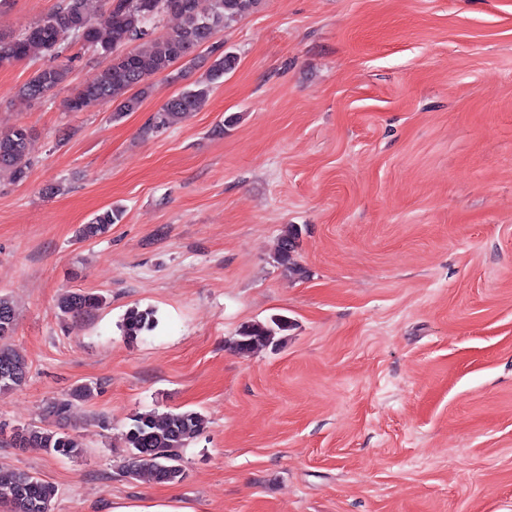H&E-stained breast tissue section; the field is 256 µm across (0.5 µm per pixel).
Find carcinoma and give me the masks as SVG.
<instances>
[{"label":"carcinoma","instance_id":"obj_1","mask_svg":"<svg viewBox=\"0 0 512 512\" xmlns=\"http://www.w3.org/2000/svg\"><path fill=\"white\" fill-rule=\"evenodd\" d=\"M261 0H210L206 11L199 0H104L99 13L90 10V0H61L48 16L29 24L19 36L0 37V68L39 56L59 58L72 41L112 55L111 62L93 81L77 88L66 100L71 112H80L93 101L115 104L112 120L137 110L149 93L152 78L163 75L181 78L173 66L192 61L195 52L211 43L224 29L255 12ZM173 15L180 24L163 36H152L151 26L162 15ZM140 42L139 48L126 52L123 46ZM237 63L234 52L214 51L205 79L168 100L151 118L148 129L170 128L206 102L211 86L232 71ZM72 59L68 58L36 70L20 85L15 97L31 102L47 96L69 80ZM32 131L17 125L0 133V173L7 171L14 180L27 177L32 166L30 142ZM122 218V211L109 209L94 216L78 230L84 240L107 234ZM301 229L288 224L281 231L274 259L291 275L303 270L294 259ZM103 298L89 292H72L58 299L64 315L77 316L98 308ZM158 324L155 311L137 306L124 314L123 334L136 338L153 331ZM16 314L11 303L0 297V340L15 331ZM290 329L287 317L255 322L239 330L232 348L250 354L274 343L275 337ZM27 379V365L7 347H0V393L22 386ZM94 388L88 384L72 388L65 397L50 404L51 410L66 416L72 407L89 399ZM204 417L196 411L136 413L123 434L127 454L125 473L130 477L149 474L159 483H178L183 479L182 448L205 427ZM21 448H36L47 454L77 457L82 453L78 438L68 432L26 428L16 434ZM55 488L33 474L20 469L0 468V503L11 512H49Z\"/></svg>","mask_w":512,"mask_h":512}]
</instances>
